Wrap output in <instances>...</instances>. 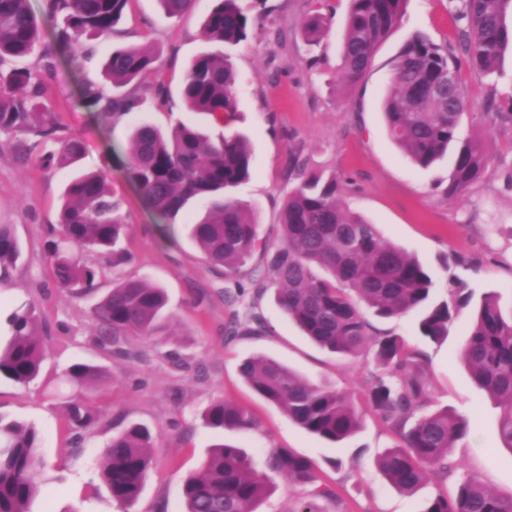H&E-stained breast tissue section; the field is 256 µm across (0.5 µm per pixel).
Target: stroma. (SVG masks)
<instances>
[{
  "label": "stroma",
  "instance_id": "35a3bbf8",
  "mask_svg": "<svg viewBox=\"0 0 512 512\" xmlns=\"http://www.w3.org/2000/svg\"><path fill=\"white\" fill-rule=\"evenodd\" d=\"M271 28L255 29L234 52L239 117L233 129L245 132L253 146L251 179L238 198L249 202L260 237L276 241L283 202L294 183L287 176L291 156L301 163L336 173L344 184L343 201L378 225L385 239L426 264L437 293H445L449 274L458 275L475 294L492 292L503 307L512 306V53L497 72L484 75L462 64L461 79L468 108L461 135L480 140L492 158L482 177L455 200L444 190L449 159L430 168L415 166L389 139L382 109L394 60L415 32L436 42L454 41L459 23L449 0H408L400 25L377 49L371 68L347 93H340L338 65L349 0H267ZM212 0H194L181 17L170 18L159 0H129L109 39L86 42L83 71L64 63L51 39H43L34 61L46 86V98L65 134L83 145L80 159L63 168L45 167L48 146L33 145L28 154L0 152V224L11 225L24 262L12 281L0 287V314L24 303L35 306L48 356L35 385L0 381V416L34 422L42 435L47 461L43 492L34 512H182L184 477L199 471L210 446L225 442L244 448L254 458L285 448L310 458L321 479L336 488V502H323L324 512H424L427 502L452 489V480H427L404 495L378 473L375 461L396 439L373 412H364L362 427L352 438L330 443L313 437L277 406L265 401L238 374L240 361L262 354L291 367L314 383L362 397L376 366L372 354L352 360L313 344L276 305L272 294H258L252 279L259 257H252L243 278V303H251L264 321L258 336L225 335L236 308L224 296V273L212 269L185 226L164 237L141 198L112 156L127 148L130 128L150 122L169 128L183 122L208 134L217 128L209 115L189 111L181 81L193 58L208 50L203 22ZM333 18L331 34L310 47L301 34L310 12ZM134 45L155 51L159 75L140 88L147 104L104 127L79 101L78 84L99 80L112 48ZM168 89L166 107H157L154 85ZM493 101L501 117L489 122L484 104ZM105 172L122 200L126 215L128 264L86 254L82 260L99 269L101 290L118 276L142 278L166 289L168 311L156 335L133 339L143 359L104 357L93 345L94 298L59 292L48 277L44 242L58 221L65 184L87 171ZM465 265L447 270L449 256ZM376 331L402 336L423 353L430 392L436 407L467 419L473 431L453 450L468 471L501 495L512 494V453L497 437L500 406L472 381L461 358L468 319L460 317L442 341L419 336L417 316L371 317ZM178 352L183 369L168 360ZM104 367L107 376L90 395L103 416L82 444H74L61 395L67 387L63 370L73 362ZM227 399L245 407L255 420L251 429L219 432L207 428L204 410ZM146 426L153 436V467L144 491L133 505L110 496L101 478V451L123 424Z\"/></svg>",
  "mask_w": 512,
  "mask_h": 512
}]
</instances>
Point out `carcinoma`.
Masks as SVG:
<instances>
[{
	"label": "carcinoma",
	"mask_w": 512,
	"mask_h": 512,
	"mask_svg": "<svg viewBox=\"0 0 512 512\" xmlns=\"http://www.w3.org/2000/svg\"><path fill=\"white\" fill-rule=\"evenodd\" d=\"M130 0H46L48 14L61 19L51 37L64 60L80 69L75 45L107 37L121 20ZM170 17L185 14L192 0H159ZM340 53L341 87L356 85L371 68L378 46L400 23L407 0H349ZM463 22L455 44L435 43L415 32L404 43L393 66L383 102L390 140L421 168H430L453 152L448 200L465 192L491 163L482 146L460 137L467 101L462 89L458 54L473 67L495 72L512 49V0H450ZM266 0H215L203 30L213 51L200 53L183 76L185 106L228 126L237 112L236 71L231 51L250 32L268 21ZM331 30L330 18L319 12L304 23L303 34L319 43ZM44 33L28 0H0V66L31 57ZM157 54L140 47L115 48L103 75L115 93L96 84H81L80 101L105 125L141 106L136 90L156 71ZM55 113L45 100L36 67L0 74V134L5 145L20 152L24 137L53 139L56 152L43 157L45 166L66 167L83 146L61 134ZM127 179L145 207L168 234L179 215H187L190 238L208 264L224 268L236 288L247 260L256 252L264 259L259 288H274L275 300L288 319L316 345L331 353L358 359L373 349L378 371L366 381L364 403L393 433L398 444L377 460L383 478L403 494L415 492L431 477L459 473L455 492L431 500L424 512H512V494L500 496L464 464L453 449L470 433L468 422L448 409L429 411V382L423 354L392 333L376 334L361 307L392 319L419 315L421 336L439 341L470 307L474 316L461 350L474 382L502 408L497 435L512 452V313L505 314L493 292L474 302L472 289L457 276L448 277V298H435L436 283L428 267L385 239L378 226L351 211L341 200L336 176L309 170L292 160L288 176L298 180L285 200L278 243L259 237L253 210L235 196L252 175L253 148L243 132H224L213 139L178 123L163 129L135 125L125 152ZM126 224L105 176L82 174L66 185L58 224L50 227L47 257L58 289L82 297L97 291L96 268L74 258V252L100 253L112 263L126 260L122 238ZM22 250L10 225H0V283L12 278ZM326 276L320 277L315 268ZM167 305L163 288L143 279L116 282L93 310V343L104 355L131 358L129 337L150 336ZM8 338L0 345V380L27 386L46 358L34 308L23 304L5 319ZM265 329L253 307H242L226 328L227 335H259ZM244 382L310 435L341 442L360 428L353 395L301 377L289 366L265 355H252L239 365ZM96 365L75 362L63 372L70 391L62 398L76 440L98 419L85 389L103 381ZM205 424L218 430L253 426L248 412L226 399L212 402ZM40 431L21 419L0 416V512H31L39 477L46 467L40 453ZM151 434L130 424L112 435L102 455L101 478L111 497L127 505L141 495L152 465ZM315 463L283 449L271 450L257 465L244 449L219 443L208 450L201 469L183 482L184 512H257L269 488L268 473L288 477L295 486H312L309 497L292 512H321L316 501H336L335 489L318 481Z\"/></svg>",
	"instance_id": "cac0c4a2"
}]
</instances>
